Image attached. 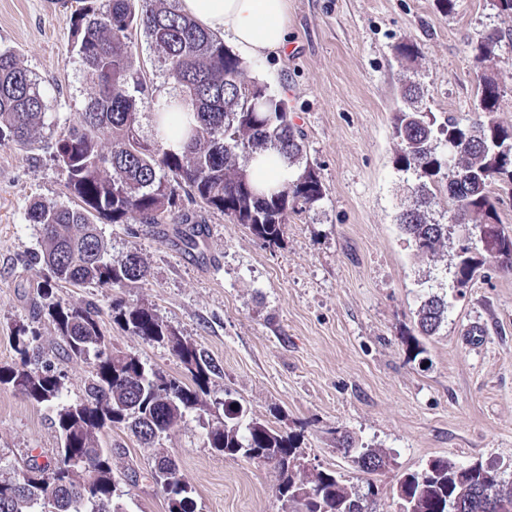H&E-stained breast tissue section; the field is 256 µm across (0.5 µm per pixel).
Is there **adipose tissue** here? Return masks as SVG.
<instances>
[{
	"instance_id": "obj_1",
	"label": "adipose tissue",
	"mask_w": 512,
	"mask_h": 512,
	"mask_svg": "<svg viewBox=\"0 0 512 512\" xmlns=\"http://www.w3.org/2000/svg\"><path fill=\"white\" fill-rule=\"evenodd\" d=\"M180 8L223 33L250 61L280 54L287 45L288 0H181Z\"/></svg>"
}]
</instances>
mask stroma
Wrapping results in <instances>:
<instances>
[{
  "instance_id": "stroma-1",
  "label": "stroma",
  "mask_w": 512,
  "mask_h": 512,
  "mask_svg": "<svg viewBox=\"0 0 512 512\" xmlns=\"http://www.w3.org/2000/svg\"><path fill=\"white\" fill-rule=\"evenodd\" d=\"M76 0H0V47L13 49L40 81L52 135L67 131L89 85L67 53ZM512 21L492 0H289V50L254 66L253 74L283 98L319 167L325 197L291 219L270 246L220 212H207L209 235L186 249L171 225L142 230L104 224L112 256L137 250L149 275L137 288L55 285L72 304L94 302L114 349L147 367L184 379L169 347L150 343L112 320L115 303L151 307L180 336L204 350L221 373L212 377L206 419L187 416L162 446L191 483L196 512H283L266 465L227 459L207 444L224 418L225 397L253 417L299 436L310 465L349 473L337 433L356 445L390 449L392 463L375 474L376 512H396L391 488L401 473L429 459L503 462L512 476V272L486 269L465 294L454 288L460 234L435 261L417 255L395 221L408 202L412 175L398 172L391 121L402 105L403 71L393 47L417 45L427 106L459 120L472 117L481 69L472 42ZM63 177L48 150L0 142V366L16 360L12 336L36 328L65 399L82 398L88 363L57 350L59 334L42 309L48 277L39 260L32 203H64ZM447 295L438 334L407 341L425 295ZM54 407L0 386V463L40 461L58 448ZM125 512H167L148 479L147 453L122 428L101 434Z\"/></svg>"
}]
</instances>
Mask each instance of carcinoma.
Here are the masks:
<instances>
[{
	"instance_id": "cac0c4a2",
	"label": "carcinoma",
	"mask_w": 512,
	"mask_h": 512,
	"mask_svg": "<svg viewBox=\"0 0 512 512\" xmlns=\"http://www.w3.org/2000/svg\"><path fill=\"white\" fill-rule=\"evenodd\" d=\"M74 12L67 52L80 59L89 82L88 100L75 113L67 134L44 141L47 105L37 77L21 66L14 51L0 48V141L24 149L43 143L52 150L72 205L40 204L29 220L41 233V254L49 273L41 290L62 338L64 353L92 364L83 398L63 405L64 382L43 358L41 336L25 327L13 336L15 366L0 369V384L27 398L57 405L53 425L60 439L57 457L43 464L28 458L21 468L0 471V512H122L112 449L101 443L104 429L123 426L151 451L148 478L167 500L168 512H196L194 490L174 458L160 448L162 438L192 414L208 413L203 399L219 367L193 343L179 336L145 305L113 307V321L143 339L166 345L180 360L191 384L146 367L136 356L110 348L94 303L71 305L55 298L52 283L74 287L135 288L148 269L129 251L108 256L98 223H204L183 200L219 211L246 225L260 240L278 243L291 216L314 208L325 195L320 172L305 154L304 134L292 122L285 102L249 76V65L213 31L167 0H81ZM142 33L157 52L155 68L180 91L176 104L156 100L153 83L136 64L132 35ZM507 33L492 29L471 44L483 65L477 86V112L469 123L444 118L422 105L414 79L418 48L394 45L396 58L412 72L402 88L407 107L394 113L398 143L396 167L415 176L410 202L396 217L417 252L431 260L447 246L448 225L494 231L507 254L485 252L472 240L457 255L454 283L467 288L496 267L512 272V234L499 218L497 183L512 185V127L497 120L504 86L512 70L499 69ZM153 108L152 134L143 133L141 108ZM183 146L167 147L173 136ZM276 153L297 177L268 194L257 192L251 163ZM448 318V298L430 294L415 313L422 336L436 334ZM236 408H231L232 404ZM224 421L208 430L209 447L231 459L259 460L277 476L276 497L285 512H369L379 488L368 475L389 467L385 448L352 447L336 439L355 475L311 468L296 436L280 433L249 416L233 398L224 399ZM398 512H512V483L502 464L477 458L458 463L430 459L405 472L392 488Z\"/></svg>"
}]
</instances>
